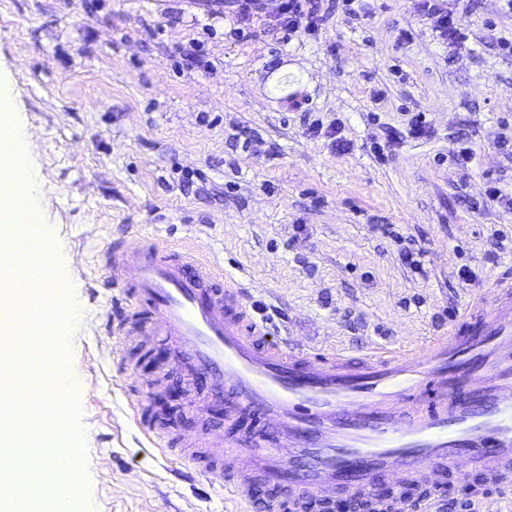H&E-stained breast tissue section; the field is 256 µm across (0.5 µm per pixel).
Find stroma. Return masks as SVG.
I'll return each instance as SVG.
<instances>
[{"instance_id": "stroma-1", "label": "stroma", "mask_w": 512, "mask_h": 512, "mask_svg": "<svg viewBox=\"0 0 512 512\" xmlns=\"http://www.w3.org/2000/svg\"><path fill=\"white\" fill-rule=\"evenodd\" d=\"M231 4L0 0V85L37 145L64 273L41 297L70 313L60 348L85 452L72 512H234L225 490L182 478L137 417L199 437L256 427L227 420L162 339L108 336L110 246H193L250 292L272 338L356 357L450 332L512 265L504 0H445L458 43L421 0L354 14L322 0L318 29L289 37L272 21L279 0L243 21ZM282 65L301 105L268 84ZM415 116L426 137L408 136Z\"/></svg>"}]
</instances>
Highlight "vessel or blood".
<instances>
[{"label": "vessel or blood", "mask_w": 512, "mask_h": 512, "mask_svg": "<svg viewBox=\"0 0 512 512\" xmlns=\"http://www.w3.org/2000/svg\"><path fill=\"white\" fill-rule=\"evenodd\" d=\"M108 282L123 305L117 336H162L178 363L226 399L227 417L249 410L263 428L233 438L184 436L181 460L197 483L229 486L249 505L250 475L287 488L267 512H326L337 489L370 512H435L443 473L481 466L490 496L512 500V270L493 282L494 304L467 305L455 332L419 352L380 349L352 358L269 341L248 294L198 251L153 241L113 247ZM406 476L430 495L376 499L378 473Z\"/></svg>", "instance_id": "obj_1"}]
</instances>
